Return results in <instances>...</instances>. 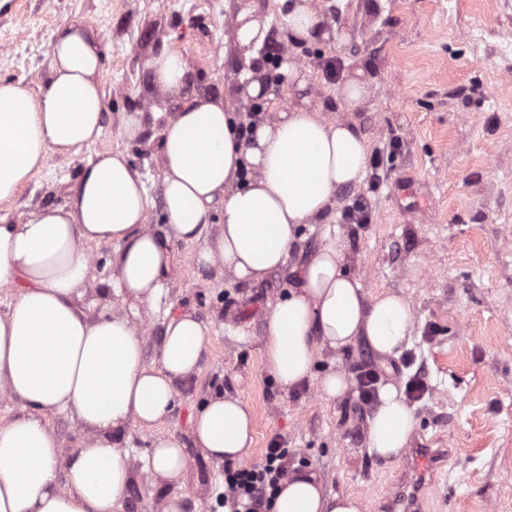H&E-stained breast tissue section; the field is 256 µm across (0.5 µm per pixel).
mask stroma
<instances>
[{
	"mask_svg": "<svg viewBox=\"0 0 512 512\" xmlns=\"http://www.w3.org/2000/svg\"><path fill=\"white\" fill-rule=\"evenodd\" d=\"M293 0H8L0 8V79L38 88L48 78L55 28L81 20L104 39L103 131L78 155L50 154L46 165L0 204L15 221L62 206L83 159L123 150L152 196H159L160 134L178 101L152 86L148 57L184 54L191 95L220 96L238 85L244 60L234 46L235 17L249 8L267 28V42L288 48L298 76L267 79L264 93L235 101L239 115L271 121L305 103L356 125L379 158L383 182L336 196L334 219L357 198L372 209L368 224L344 230L354 269L368 294L406 297L414 325L406 359L378 357L364 341L323 355L317 373L337 366L350 374L376 370L404 386L411 376L428 391L415 405V434L435 440L448 458L435 473L425 512H512V0H313L324 39L295 45L288 31ZM362 77L356 106L339 93ZM142 115V134L122 138L123 117ZM198 246L172 245L169 286L158 305L140 312L148 363L157 364L165 324L195 313L207 327L198 370L176 384L162 422L132 426L120 438L139 472L116 512H162L178 495L183 512H224V464L195 448L191 421L221 391L241 396L254 415L255 444L243 465H258L272 440L313 467L327 491L359 497L363 512H381L402 463L367 452L373 405L357 392L326 399L313 385L279 389L262 354L269 304L297 280L282 267L258 282L223 269H196ZM89 315L121 310L112 291V249L91 246ZM179 437L190 458L177 480L154 483L140 469L157 437Z\"/></svg>",
	"mask_w": 512,
	"mask_h": 512,
	"instance_id": "1",
	"label": "stroma"
}]
</instances>
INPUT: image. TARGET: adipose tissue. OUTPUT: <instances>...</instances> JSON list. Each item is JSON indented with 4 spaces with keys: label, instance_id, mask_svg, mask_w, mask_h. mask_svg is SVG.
<instances>
[{
    "label": "adipose tissue",
    "instance_id": "ef3b65f1",
    "mask_svg": "<svg viewBox=\"0 0 512 512\" xmlns=\"http://www.w3.org/2000/svg\"><path fill=\"white\" fill-rule=\"evenodd\" d=\"M235 42L248 66L243 95L259 96L265 71L257 51L266 30L240 11ZM103 38L66 21L53 32L51 73L44 87L0 80V203L13 200L49 153L73 156L101 135L107 100L102 87ZM154 84L181 97L188 78L183 54L162 50L145 62ZM161 201L147 192L125 152L103 151L81 166L64 206L0 224V288L17 297L0 313V395L20 410L0 425V512H115L134 476L116 441L130 425L161 422L174 405V384L199 367L207 329L180 313L165 327L158 365L148 364L144 338L128 313L87 314L89 245L112 249V286L130 310L155 307L168 286L172 242H200L197 266L218 265L241 281L259 280L287 264L301 225L320 229V247L300 267V287L271 306L266 322L267 369L282 390L315 382L326 398L344 397L352 375H316L323 352L365 339L382 357H399L414 313L402 295L367 298L353 271L351 246L327 214L337 193L365 176L369 145L347 121L296 107L239 137L227 98L196 97L169 118L159 146ZM223 222L211 225L215 200ZM163 232L148 225L155 204ZM212 239H204L207 227ZM72 415L90 435L69 460L48 416ZM416 423L395 384L378 389L368 421V451L398 457ZM206 457L238 459L254 442L252 415L236 396L211 395L192 420ZM189 460L173 436L158 438L142 471L174 480ZM68 490H61L60 481ZM351 494L326 492L319 475L292 466L271 512H361Z\"/></svg>",
    "mask_w": 512,
    "mask_h": 512
}]
</instances>
